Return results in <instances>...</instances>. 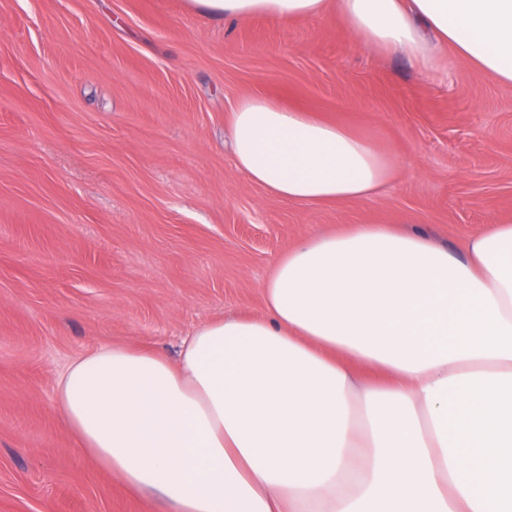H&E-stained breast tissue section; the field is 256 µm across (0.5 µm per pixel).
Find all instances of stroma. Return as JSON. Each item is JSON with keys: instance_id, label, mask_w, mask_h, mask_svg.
<instances>
[{"instance_id": "stroma-1", "label": "stroma", "mask_w": 512, "mask_h": 512, "mask_svg": "<svg viewBox=\"0 0 512 512\" xmlns=\"http://www.w3.org/2000/svg\"><path fill=\"white\" fill-rule=\"evenodd\" d=\"M423 73L336 14L281 24L183 0H0V512H158L79 448L57 376L103 345L176 358L193 328L265 313L299 240L391 224L462 250L512 214V85ZM293 97L391 153L368 200L288 202L234 167L229 111Z\"/></svg>"}]
</instances>
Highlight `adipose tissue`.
Wrapping results in <instances>:
<instances>
[{
  "label": "adipose tissue",
  "instance_id": "adipose-tissue-1",
  "mask_svg": "<svg viewBox=\"0 0 512 512\" xmlns=\"http://www.w3.org/2000/svg\"><path fill=\"white\" fill-rule=\"evenodd\" d=\"M287 24L336 12L357 43L435 73L446 52L512 84V0H184ZM234 166L302 204L373 198L397 164L304 108L245 95ZM266 314L202 325L178 361L104 347L57 380L62 420L164 512H512V216L454 255L375 224L307 237Z\"/></svg>",
  "mask_w": 512,
  "mask_h": 512
}]
</instances>
